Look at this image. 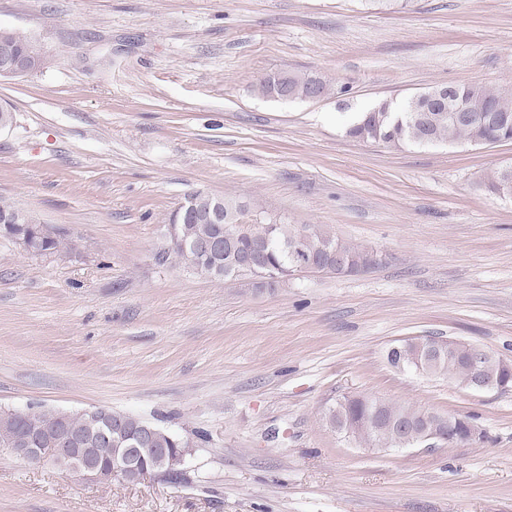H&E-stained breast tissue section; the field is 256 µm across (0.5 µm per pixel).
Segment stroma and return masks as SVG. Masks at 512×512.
Segmentation results:
<instances>
[{"mask_svg": "<svg viewBox=\"0 0 512 512\" xmlns=\"http://www.w3.org/2000/svg\"><path fill=\"white\" fill-rule=\"evenodd\" d=\"M47 65L0 77V197L63 230L0 238V408H106L189 439L179 479L81 480L0 453V512H512V389L392 367L410 338L512 360V141L390 147L356 112L435 85L512 84V0H0ZM320 75L321 100L256 83ZM347 93H338V86ZM203 191L244 223L328 226L355 275L274 288L159 262ZM470 417L483 442L380 452L326 424L345 395ZM39 221L36 215L31 211H28ZM26 210L18 209L10 213H0V236L12 242L21 252L26 254H38L40 245V239L44 236L51 238H57L59 240L50 239L45 240L42 244V250H53L58 252L60 248H63L64 242L60 237L64 236V233L58 228H50L42 223L37 224L39 233L33 236H28L22 232L8 233L6 229L7 225H36V221L32 219L30 214Z\"/></svg>", "mask_w": 512, "mask_h": 512, "instance_id": "stroma-1", "label": "stroma"}]
</instances>
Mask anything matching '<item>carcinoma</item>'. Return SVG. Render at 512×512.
<instances>
[{"instance_id": "cac0c4a2", "label": "carcinoma", "mask_w": 512, "mask_h": 512, "mask_svg": "<svg viewBox=\"0 0 512 512\" xmlns=\"http://www.w3.org/2000/svg\"><path fill=\"white\" fill-rule=\"evenodd\" d=\"M8 44L18 56L32 61V68L46 64L42 49L26 34L9 31ZM448 97L463 106L469 114L465 122L448 119V113L426 121H415L418 103L406 100L396 111L381 113L377 122L364 121L360 112L347 128V135L363 142L382 143L389 146H424L440 142L467 141L474 145H489L512 141V86L487 88L479 84L448 87ZM512 185V172L499 167L490 175L485 188L495 194L507 191ZM246 209V203L224 198V210L232 217L231 229L237 234L233 248L213 257L201 259L192 252L174 249L171 255L196 273L214 278L215 270L224 273V279L249 278L256 288H272L288 280L283 274L291 268L290 248L299 234L300 227L292 224H251L244 228L236 224ZM223 224H187L186 232L193 238L224 236ZM301 247L309 260L321 267V272L351 275L367 271L378 265V255L359 245L339 240L327 229L314 225L307 227ZM471 344L441 340L439 338H412L405 341L395 357H387L391 364L402 362L409 369L433 376L446 375L462 388L471 387L473 372L469 365ZM487 379H497L502 387L512 386V364L506 363L491 352L482 361ZM442 417L436 412L422 418L421 412L404 404L388 402L366 394L344 396L325 412L324 419L345 438L368 448H388L398 438L400 426L431 423ZM448 446L465 445L470 420L466 416L447 415ZM74 424L94 438V454L98 462L107 465L112 461L115 444L101 434L102 418L87 414H74ZM189 446L181 436L165 429L157 433V448L170 449L166 459L154 462L146 456L147 464L163 477L175 479L181 474V449Z\"/></svg>"}]
</instances>
